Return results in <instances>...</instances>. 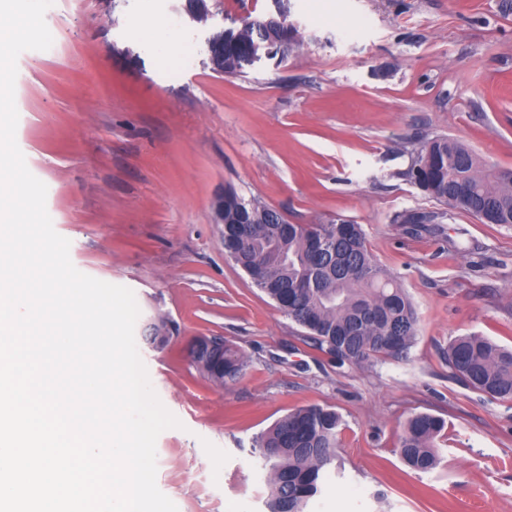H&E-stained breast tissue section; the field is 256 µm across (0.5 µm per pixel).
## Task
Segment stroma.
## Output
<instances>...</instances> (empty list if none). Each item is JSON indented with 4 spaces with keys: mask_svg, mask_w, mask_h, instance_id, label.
Masks as SVG:
<instances>
[{
    "mask_svg": "<svg viewBox=\"0 0 512 512\" xmlns=\"http://www.w3.org/2000/svg\"><path fill=\"white\" fill-rule=\"evenodd\" d=\"M184 5L54 0L53 44L22 52L15 82L16 142L73 265L134 292L136 331L171 326L165 347L136 342L182 423L157 439L158 488L178 512H265L255 438L320 406L342 425L308 512H512V402L468 388L447 360L460 336L512 348V224L458 211L412 236L395 221L441 208L407 175L431 138L512 170V0H221L204 24ZM280 9L297 29L288 56L212 71L213 32ZM139 15L180 34L175 60L132 27ZM225 190L292 224H359L415 307L407 358L322 353L225 255L211 210ZM200 336L236 345L242 376L205 378L190 356ZM417 413L445 421L429 473L398 451Z\"/></svg>",
    "mask_w": 512,
    "mask_h": 512,
    "instance_id": "obj_1",
    "label": "stroma"
}]
</instances>
